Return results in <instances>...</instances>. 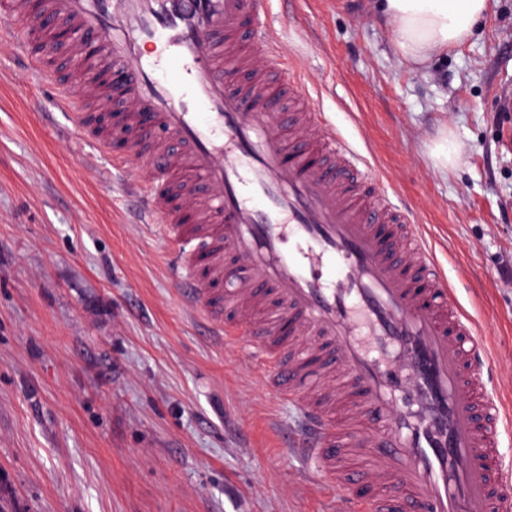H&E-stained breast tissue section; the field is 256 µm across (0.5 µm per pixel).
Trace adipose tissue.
<instances>
[{
  "label": "adipose tissue",
  "instance_id": "1",
  "mask_svg": "<svg viewBox=\"0 0 512 512\" xmlns=\"http://www.w3.org/2000/svg\"><path fill=\"white\" fill-rule=\"evenodd\" d=\"M397 53L414 65L468 40L488 0H380Z\"/></svg>",
  "mask_w": 512,
  "mask_h": 512
}]
</instances>
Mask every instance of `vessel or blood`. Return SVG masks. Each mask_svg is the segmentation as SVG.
Here are the masks:
<instances>
[{"label": "vessel or blood", "mask_w": 512, "mask_h": 512, "mask_svg": "<svg viewBox=\"0 0 512 512\" xmlns=\"http://www.w3.org/2000/svg\"><path fill=\"white\" fill-rule=\"evenodd\" d=\"M42 13L76 34L77 105L112 109L111 131L76 133L105 153L123 139L154 166L132 190L179 249V294L225 345L249 342L269 393L299 411L289 446L342 512H512V412L487 390L488 346L414 215L385 190L355 192L369 163L306 107L261 0H43ZM247 16L279 76L241 93L225 76L249 62L235 42ZM0 24L24 41L43 32L24 0H0ZM86 32L101 36L96 56ZM283 96L302 109L272 110ZM228 305L244 311L236 324Z\"/></svg>", "instance_id": "1"}]
</instances>
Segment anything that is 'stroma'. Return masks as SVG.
Wrapping results in <instances>:
<instances>
[{
    "label": "stroma",
    "mask_w": 512,
    "mask_h": 512,
    "mask_svg": "<svg viewBox=\"0 0 512 512\" xmlns=\"http://www.w3.org/2000/svg\"><path fill=\"white\" fill-rule=\"evenodd\" d=\"M310 105L411 207L512 400V0L416 66L374 0H264ZM0 40V512H336L285 446L294 408L181 302L176 254ZM451 136L448 172L431 157Z\"/></svg>",
    "instance_id": "35a3bbf8"
}]
</instances>
